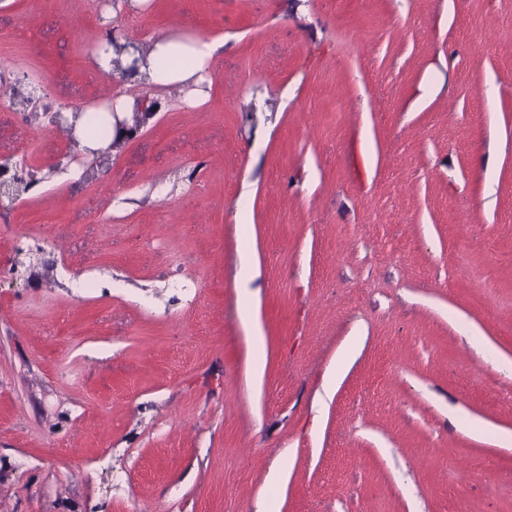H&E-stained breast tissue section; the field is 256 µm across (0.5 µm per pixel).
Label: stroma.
I'll list each match as a JSON object with an SVG mask.
<instances>
[{
	"mask_svg": "<svg viewBox=\"0 0 512 512\" xmlns=\"http://www.w3.org/2000/svg\"><path fill=\"white\" fill-rule=\"evenodd\" d=\"M33 83L160 107L90 156ZM0 158V512H512V0H0ZM214 51L213 44L202 39L184 42L163 38L154 42L148 52L143 53V59L139 53L136 77L162 85L192 83L196 87L186 98L192 106L194 95L201 89L198 87L212 80L211 61Z\"/></svg>",
	"mask_w": 512,
	"mask_h": 512,
	"instance_id": "obj_1",
	"label": "stroma"
}]
</instances>
